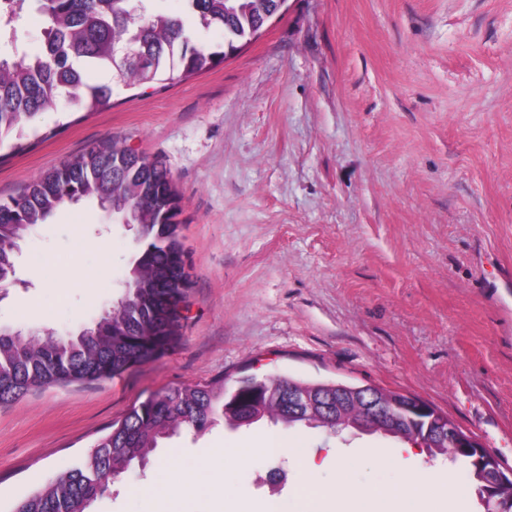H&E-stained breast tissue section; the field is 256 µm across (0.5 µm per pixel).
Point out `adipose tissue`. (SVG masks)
<instances>
[{"label": "adipose tissue", "instance_id": "obj_1", "mask_svg": "<svg viewBox=\"0 0 512 512\" xmlns=\"http://www.w3.org/2000/svg\"><path fill=\"white\" fill-rule=\"evenodd\" d=\"M300 478L292 497L295 512H442L448 502L463 501L467 487L459 484L452 471L439 468L409 469L400 485L356 486L348 482L345 462L336 464V482L346 488L344 500H337L333 489L317 483L313 478L314 453L308 448L292 451ZM184 477L174 482L170 462L161 463L152 480L137 489L144 504H151L159 492H167L172 499L170 512H209L213 492L210 476L197 466L183 465Z\"/></svg>", "mask_w": 512, "mask_h": 512}]
</instances>
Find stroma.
I'll return each instance as SVG.
<instances>
[{
    "instance_id": "obj_1",
    "label": "stroma",
    "mask_w": 512,
    "mask_h": 512,
    "mask_svg": "<svg viewBox=\"0 0 512 512\" xmlns=\"http://www.w3.org/2000/svg\"><path fill=\"white\" fill-rule=\"evenodd\" d=\"M161 161L182 194L193 280L174 350L122 376L0 404V512L70 470L159 391L246 375L420 397L512 469V0H286L217 68L113 85L0 148V198L108 139ZM0 326L90 325L128 274L133 234L97 204L59 209L20 244ZM102 270L94 287L85 273ZM275 434L338 457L403 440L260 422L182 434L88 512H140L159 462ZM289 454L260 455L216 512L288 502Z\"/></svg>"
}]
</instances>
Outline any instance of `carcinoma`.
<instances>
[{
  "label": "carcinoma",
  "instance_id": "carcinoma-1",
  "mask_svg": "<svg viewBox=\"0 0 512 512\" xmlns=\"http://www.w3.org/2000/svg\"><path fill=\"white\" fill-rule=\"evenodd\" d=\"M30 0H0V144L21 138L24 126L62 101L93 112L109 103L108 83H90L95 69L127 87L181 81L211 70L235 55L286 0H183L185 17L151 6L153 0H35L45 17L44 48L19 52L16 24ZM193 22L186 25L185 19ZM224 30V41L199 42L198 33ZM94 200L134 231L135 254L119 299L91 327L59 334L0 328V403L31 389L114 379L175 346L182 308L192 281L182 257V196L157 161L116 139L76 156L0 199V278L17 279L18 242L55 212ZM302 384L286 377L248 376L228 388L224 381L175 387L131 407L73 469L19 500L12 512H86L133 464L146 463L159 445L189 431L206 434L219 422L238 429L261 421L333 431V424L276 417L273 389ZM468 465L487 512H512V499L484 496L486 478L470 459L443 446Z\"/></svg>",
  "mask_w": 512,
  "mask_h": 512
}]
</instances>
